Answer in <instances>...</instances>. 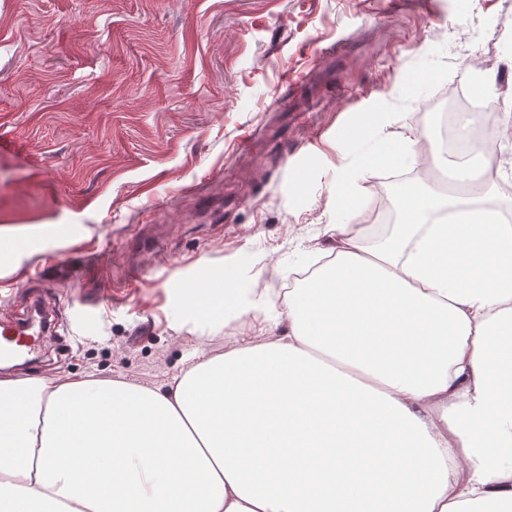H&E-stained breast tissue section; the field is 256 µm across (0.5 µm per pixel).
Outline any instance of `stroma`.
<instances>
[{"label": "stroma", "instance_id": "stroma-1", "mask_svg": "<svg viewBox=\"0 0 512 512\" xmlns=\"http://www.w3.org/2000/svg\"><path fill=\"white\" fill-rule=\"evenodd\" d=\"M433 3L0 0V225L60 231L0 278V315L37 296L59 314L30 375L153 387L271 335L252 318L178 332V296L230 266L265 287L324 225L366 223L382 175L345 132L368 136L367 117L420 135L432 92L487 73L512 113V0ZM347 175L353 210L330 195Z\"/></svg>", "mask_w": 512, "mask_h": 512}]
</instances>
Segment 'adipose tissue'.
<instances>
[{"label": "adipose tissue", "mask_w": 512, "mask_h": 512, "mask_svg": "<svg viewBox=\"0 0 512 512\" xmlns=\"http://www.w3.org/2000/svg\"><path fill=\"white\" fill-rule=\"evenodd\" d=\"M429 157L381 126L357 150ZM400 209L384 236L325 225L283 307L212 273L193 315L280 332L165 385L0 374V512H512V224L474 195ZM46 232L0 225V253Z\"/></svg>", "instance_id": "obj_1"}]
</instances>
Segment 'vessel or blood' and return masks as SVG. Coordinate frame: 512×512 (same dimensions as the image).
<instances>
[{"instance_id":"b4317fda","label":"vessel or blood","mask_w":512,"mask_h":512,"mask_svg":"<svg viewBox=\"0 0 512 512\" xmlns=\"http://www.w3.org/2000/svg\"><path fill=\"white\" fill-rule=\"evenodd\" d=\"M57 322L54 308L38 299L33 301L28 313L0 319V359L11 361L40 354L49 335V325Z\"/></svg>"}]
</instances>
